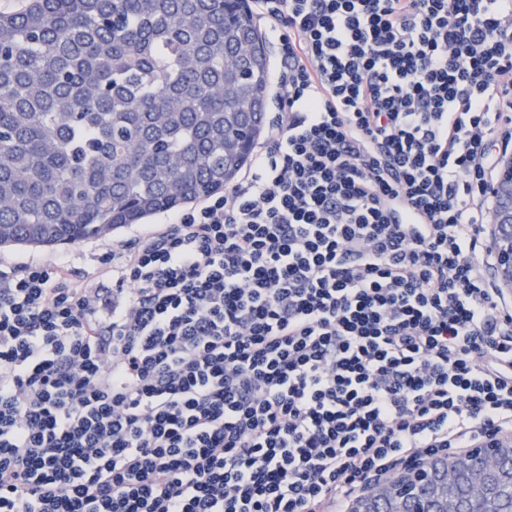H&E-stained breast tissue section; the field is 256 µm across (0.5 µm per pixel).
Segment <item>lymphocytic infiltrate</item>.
<instances>
[{
  "instance_id": "lymphocytic-infiltrate-1",
  "label": "lymphocytic infiltrate",
  "mask_w": 512,
  "mask_h": 512,
  "mask_svg": "<svg viewBox=\"0 0 512 512\" xmlns=\"http://www.w3.org/2000/svg\"><path fill=\"white\" fill-rule=\"evenodd\" d=\"M280 46L243 176L0 265V512H342L512 441V0H252Z\"/></svg>"
}]
</instances>
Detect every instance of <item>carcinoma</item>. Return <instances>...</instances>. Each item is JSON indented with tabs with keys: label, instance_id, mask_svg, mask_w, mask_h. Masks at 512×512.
Masks as SVG:
<instances>
[{
	"label": "carcinoma",
	"instance_id": "carcinoma-1",
	"mask_svg": "<svg viewBox=\"0 0 512 512\" xmlns=\"http://www.w3.org/2000/svg\"><path fill=\"white\" fill-rule=\"evenodd\" d=\"M266 47L227 0H43L0 14V247L98 238L230 183ZM407 512H439L426 481Z\"/></svg>",
	"mask_w": 512,
	"mask_h": 512
}]
</instances>
